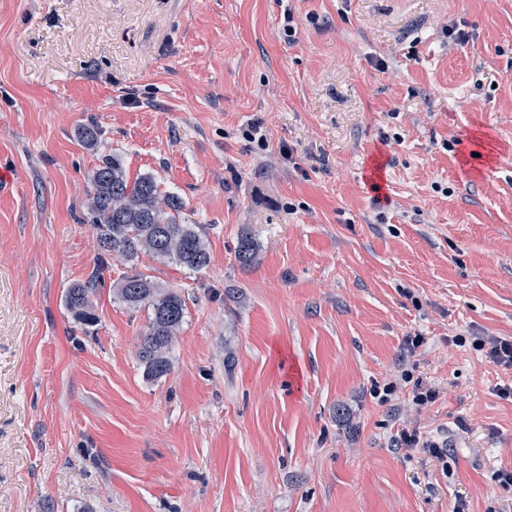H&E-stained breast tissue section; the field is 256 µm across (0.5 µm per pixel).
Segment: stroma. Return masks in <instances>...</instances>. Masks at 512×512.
<instances>
[{"instance_id": "obj_1", "label": "stroma", "mask_w": 512, "mask_h": 512, "mask_svg": "<svg viewBox=\"0 0 512 512\" xmlns=\"http://www.w3.org/2000/svg\"><path fill=\"white\" fill-rule=\"evenodd\" d=\"M112 153L210 263L113 256L86 327ZM0 166V512H512V369L455 342L512 336V0H0ZM133 270L186 303L159 380ZM410 336L419 412L374 394ZM391 447L405 455L421 449L441 461L443 466L448 463V441H436L433 436L427 433L423 434L416 427L412 429L405 427L399 431L397 435L392 437Z\"/></svg>"}]
</instances>
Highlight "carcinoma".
<instances>
[{
    "instance_id": "obj_1",
    "label": "carcinoma",
    "mask_w": 512,
    "mask_h": 512,
    "mask_svg": "<svg viewBox=\"0 0 512 512\" xmlns=\"http://www.w3.org/2000/svg\"><path fill=\"white\" fill-rule=\"evenodd\" d=\"M78 136L86 146L94 148L101 131L90 122L78 128ZM184 208L181 197L160 191L154 176L141 175L131 183L118 156L102 158L91 175L85 204L86 219L96 232L97 263L87 280L70 285L64 294V304L75 320L84 325L96 322L94 297L103 282L107 258L114 252L132 263L148 255L190 271L209 265L202 228L182 222ZM236 258L243 268L256 259V246L244 229L240 231ZM115 298L134 311L147 312L137 357L147 377L158 380L167 376L172 365L171 351L184 322V299L172 287L140 272L125 276L116 285Z\"/></svg>"
}]
</instances>
